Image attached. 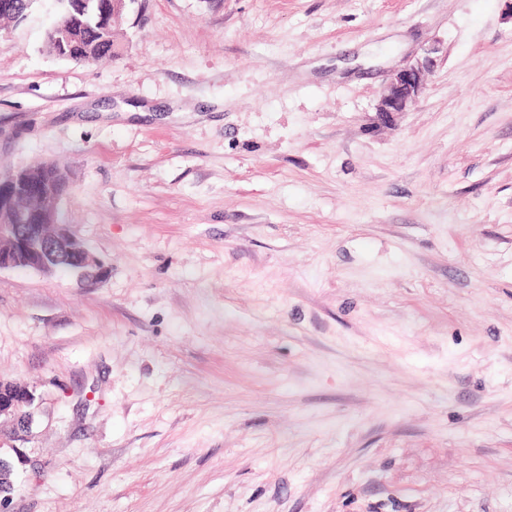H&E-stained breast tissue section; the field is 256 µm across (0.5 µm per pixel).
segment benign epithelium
Returning a JSON list of instances; mask_svg holds the SVG:
<instances>
[{
	"mask_svg": "<svg viewBox=\"0 0 512 512\" xmlns=\"http://www.w3.org/2000/svg\"><path fill=\"white\" fill-rule=\"evenodd\" d=\"M427 69L428 63L416 62L391 70L379 91L376 112L392 118L409 111L424 89ZM27 193L40 197L43 209L53 216L55 232L47 236L43 225L29 215L15 222L5 218L11 209L0 202V271L26 268L53 274L65 270L88 288L106 280L111 267L86 247L70 225L59 222L62 197L42 187ZM36 402L35 391L26 382L16 379L0 384V418L11 424L14 437L23 440L31 433ZM13 491L11 464L0 457V505Z\"/></svg>",
	"mask_w": 512,
	"mask_h": 512,
	"instance_id": "benign-epithelium-1",
	"label": "benign epithelium"
}]
</instances>
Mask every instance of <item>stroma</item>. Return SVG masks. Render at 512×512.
I'll list each match as a JSON object with an SVG mask.
<instances>
[{
	"mask_svg": "<svg viewBox=\"0 0 512 512\" xmlns=\"http://www.w3.org/2000/svg\"><path fill=\"white\" fill-rule=\"evenodd\" d=\"M51 7L0 32V172L64 169L112 272H0L6 512H512V0H140L92 64ZM427 69L425 61L391 70L379 91L376 112L385 118L408 112L424 89ZM0 380V426L2 417L11 424L14 438L24 440L32 431L37 396L23 380Z\"/></svg>",
	"mask_w": 512,
	"mask_h": 512,
	"instance_id": "35a3bbf8",
	"label": "stroma"
}]
</instances>
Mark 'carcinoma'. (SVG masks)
I'll return each mask as SVG.
<instances>
[{"mask_svg":"<svg viewBox=\"0 0 512 512\" xmlns=\"http://www.w3.org/2000/svg\"><path fill=\"white\" fill-rule=\"evenodd\" d=\"M11 12L0 13V20L7 24H19L24 21L36 0H10ZM105 0H89L84 15L79 22L68 24L64 13H58L56 24L63 29L59 34L48 32L45 50L59 59L76 64H88L102 57L117 55L119 44L112 30V23L99 15V5ZM29 178L37 183L56 186L57 177L65 176L58 167L51 164H34L26 166Z\"/></svg>","mask_w":512,"mask_h":512,"instance_id":"1","label":"carcinoma"}]
</instances>
